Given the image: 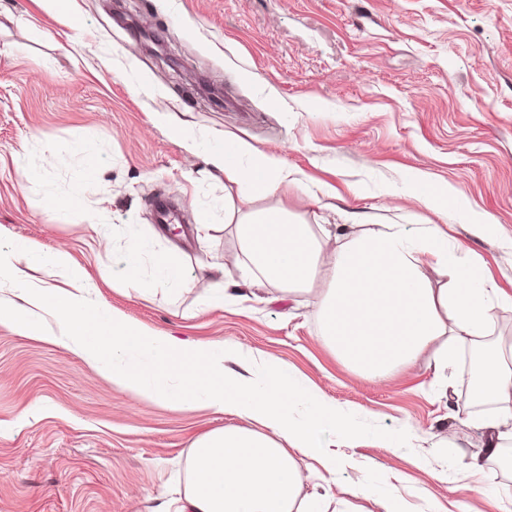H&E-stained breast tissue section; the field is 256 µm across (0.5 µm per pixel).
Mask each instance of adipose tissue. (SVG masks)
<instances>
[{
    "label": "adipose tissue",
    "mask_w": 512,
    "mask_h": 512,
    "mask_svg": "<svg viewBox=\"0 0 512 512\" xmlns=\"http://www.w3.org/2000/svg\"><path fill=\"white\" fill-rule=\"evenodd\" d=\"M210 161L242 196L265 202L240 214L224 210L244 258V282L275 283L295 294L325 273L327 286L317 302L320 337L352 372L372 380L389 377L427 350L442 372L469 349L479 358L467 370L474 392L497 406L478 424L485 446L493 454L512 442V366L504 361V338L493 334L499 302L462 246H449L436 224H381L347 237L323 259L331 232L293 219L282 206L281 190L297 180L279 157L228 137ZM145 249L142 239H129L121 256L128 281L145 290L185 286L182 267L170 255L155 256L151 274L143 275ZM29 255L34 265L63 274L72 288L21 280L25 303L0 304V325L71 350L140 398L245 419V426L230 425L197 441L178 512H324L317 497L298 508L305 475L293 453L318 456L331 445L326 432H345L349 425L316 387L281 365H264L258 376L229 369V362L244 357L235 344L192 342L132 326L109 308L87 304L85 275L67 252L33 248ZM32 306L64 317V335L48 336L46 327L32 322Z\"/></svg>",
    "instance_id": "adipose-tissue-1"
}]
</instances>
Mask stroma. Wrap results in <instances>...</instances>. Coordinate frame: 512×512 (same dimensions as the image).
<instances>
[{
  "label": "stroma",
  "mask_w": 512,
  "mask_h": 512,
  "mask_svg": "<svg viewBox=\"0 0 512 512\" xmlns=\"http://www.w3.org/2000/svg\"><path fill=\"white\" fill-rule=\"evenodd\" d=\"M77 27L42 0H0V247L45 288L61 274L22 245L66 251L88 303L129 323L203 343L237 342L288 365L349 415L336 469L298 456L328 512H512V466L484 453L461 367L436 376L428 356L390 378L352 373L323 345L314 297L275 284L238 305L213 301L216 267L238 278L224 202L261 208L211 174L170 134L187 121L208 146L243 138L282 159L298 186L283 206L309 224H437L512 296V0H72ZM164 41L160 56L140 34ZM448 202L414 199L417 178ZM169 201L176 223L157 222ZM490 216L494 232L478 220ZM211 228H198L200 217ZM144 269L178 256L187 286L143 292L117 262L130 236ZM229 414L140 399L64 347L0 326V512H175L191 449L238 424ZM392 434L385 444L383 434ZM456 440L455 453L447 443Z\"/></svg>",
  "instance_id": "obj_1"
}]
</instances>
